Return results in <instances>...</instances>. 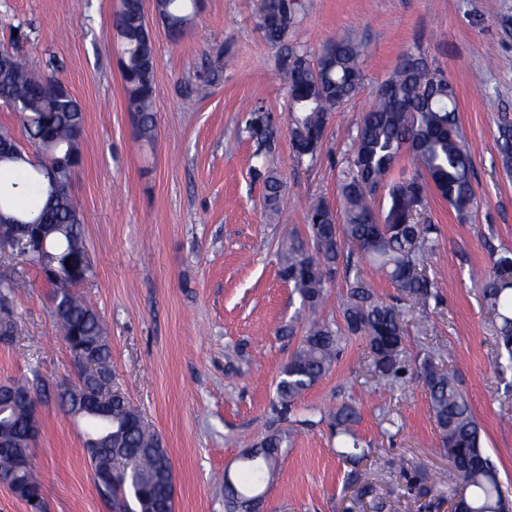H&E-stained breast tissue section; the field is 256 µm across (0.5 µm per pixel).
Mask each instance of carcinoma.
<instances>
[{
  "instance_id": "cac0c4a2",
  "label": "carcinoma",
  "mask_w": 512,
  "mask_h": 512,
  "mask_svg": "<svg viewBox=\"0 0 512 512\" xmlns=\"http://www.w3.org/2000/svg\"><path fill=\"white\" fill-rule=\"evenodd\" d=\"M197 10L198 0H155L153 5L155 19L171 39L183 35ZM295 14L296 4L291 0H267L264 13L259 15L266 41L284 46ZM113 27L121 47L126 109L138 138L150 143L156 132L155 41L144 0H120L113 14ZM0 54L9 61V70L0 79V101L23 105L20 114L25 136L43 155V160L34 165L23 151L0 159L3 164L18 167L32 165L25 179L0 189V251L20 258L55 286L54 315L67 330L72 348L97 364L98 377L86 378L87 385L93 387L98 379L112 377L111 351L101 318L70 291L74 282L61 262L65 253L86 246L81 208L71 191L72 176L68 170L56 168L52 179L48 168L55 157L82 161L84 109L61 79L35 74L11 51L2 50ZM359 56V47L346 37L327 44L315 59L301 47L285 46L280 70L289 94L291 129L299 134L291 138L294 160L316 156L332 112L360 89L363 73ZM440 76L418 59H402L388 80L394 96L378 95L363 114L352 154L341 174L345 224L337 225L334 211L319 200L309 211L314 253L296 239L282 243L281 274L292 283L309 311H316L327 294V272H336L342 260L351 266L356 254L406 294L425 301L431 297L434 282L426 265L435 251L431 237L434 227L374 224L372 200L380 188L387 187V219L406 198L425 202L430 187L459 212L474 205L473 165L459 132L456 93ZM248 132L256 140L259 157L273 138L272 126L250 120ZM405 151L417 172L386 182ZM500 155L503 167L511 171L512 119L507 115L501 118ZM281 192L280 180L266 176V210H279ZM44 224L52 226L53 231L45 235L42 248L37 252L24 249L20 230H35ZM476 277L496 321L497 369L501 374L512 371V257L500 256L492 271ZM404 314L398 302L377 298L364 280L357 277L348 282L343 324L310 319L305 335L283 367L277 384L281 409L288 411L330 372L353 336L365 340L379 384L385 388L401 385L406 374L401 336ZM440 359L439 352H427L416 366V378L427 389L441 449L454 461L456 481L448 488V499L467 501L473 512H500L505 505L512 506V493L500 481L497 467L482 446L481 430L466 397L454 376L439 366ZM10 388L14 398L3 417L6 438L20 448H28L34 440L31 420L35 395L46 391V385L17 381ZM356 416V408L349 404L329 413L336 436L344 437V445L349 448L339 453L353 464L348 483L367 495L373 492V486L358 470L366 453L360 450V439L352 430ZM80 417L91 425L86 439L112 434V447L104 449L97 464L90 465L92 472L110 469L126 472L130 479L128 484L111 486L94 480L99 496L120 512H175L171 486L163 481L172 467L168 449L127 399L121 396L112 401V419L108 422L87 413ZM289 442L288 434L276 431L252 445L253 455L244 460L245 478L236 485L224 486L225 512H239L270 480ZM3 474L20 486V498L29 507L41 505L40 485L29 461L5 467Z\"/></svg>"
}]
</instances>
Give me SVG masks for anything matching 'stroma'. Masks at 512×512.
<instances>
[{
    "label": "stroma",
    "mask_w": 512,
    "mask_h": 512,
    "mask_svg": "<svg viewBox=\"0 0 512 512\" xmlns=\"http://www.w3.org/2000/svg\"><path fill=\"white\" fill-rule=\"evenodd\" d=\"M290 35L319 53L341 35L361 50L364 82L333 112L316 158L296 163L287 120L288 90L279 47L258 26L260 0H200L177 40L153 24L157 134L138 139L126 109L117 0H0V48L17 51L39 73L57 71L85 108L82 162L71 191L79 200L96 273L76 291L100 315L112 349V386L168 449L175 512H224V481L239 479L242 455L273 431L293 430L264 512H344L355 490L349 464L324 417L344 402L359 412L354 429L372 452L361 464L372 512H448V497L424 494L406 472L451 477L438 446L425 388L391 389L369 368V350L352 339L333 369L278 414L280 373L304 334L306 313L280 274L283 237L308 241L312 200L342 211L339 180L360 116L406 54L423 55L453 85L473 162L476 203L457 212L428 192L422 222L437 250L428 272L433 297L402 293L369 265L337 270L321 314L341 322L347 275L386 301L400 300L407 367L431 350L456 377L482 428L503 482L512 483V397L493 370L495 330L472 270L512 252V175L498 153L500 117L512 114V0H300ZM224 75L211 83L216 59ZM271 116L267 171L283 184L278 213L264 207L251 171L256 144L245 130L251 110ZM14 278L7 303L25 327L0 340V384L41 377L38 436L30 448L43 512H113L98 495L83 452L84 422L69 416L55 387L80 384V371L53 314L54 290L36 270L0 258ZM298 419L313 420L295 429Z\"/></svg>",
    "instance_id": "1"
}]
</instances>
